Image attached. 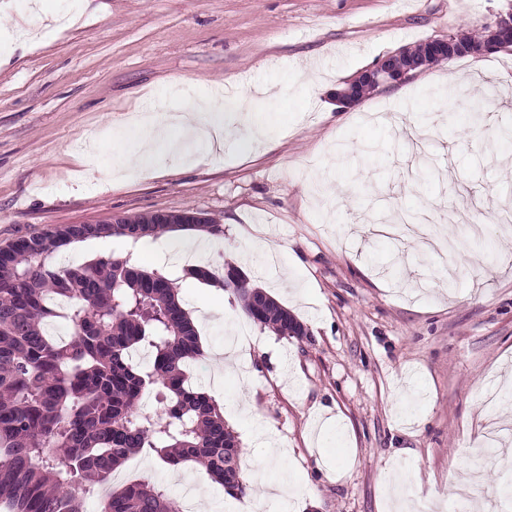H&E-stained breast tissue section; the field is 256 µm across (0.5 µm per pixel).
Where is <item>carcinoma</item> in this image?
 I'll return each instance as SVG.
<instances>
[{
    "mask_svg": "<svg viewBox=\"0 0 512 512\" xmlns=\"http://www.w3.org/2000/svg\"><path fill=\"white\" fill-rule=\"evenodd\" d=\"M171 216L63 225L0 247V502L10 512H82L84 498L142 452L169 466L193 461L228 495H244L237 436L223 408L186 376L202 349L180 286L162 270L143 269L133 251L144 238L176 231L218 237L224 228L207 217L184 224L179 213ZM113 237L128 241L125 255L59 266L60 253ZM231 272L239 281L227 279ZM185 276L230 290L248 319L279 336L305 328L233 264L219 275L197 266ZM259 297L266 306L256 317ZM59 298L70 301L68 342L46 330ZM148 390L164 415L143 412ZM99 512L178 510L163 488L134 482L105 494Z\"/></svg>",
    "mask_w": 512,
    "mask_h": 512,
    "instance_id": "1",
    "label": "carcinoma"
}]
</instances>
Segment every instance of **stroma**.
Listing matches in <instances>:
<instances>
[{
  "instance_id": "obj_1",
  "label": "stroma",
  "mask_w": 512,
  "mask_h": 512,
  "mask_svg": "<svg viewBox=\"0 0 512 512\" xmlns=\"http://www.w3.org/2000/svg\"><path fill=\"white\" fill-rule=\"evenodd\" d=\"M512 0H0V246L62 224L197 211L224 227L197 259L242 270L308 328L286 338L250 324L232 295L175 260L192 235L129 247L178 281L208 349L247 327L235 370L215 382L208 357L194 381L218 390L241 446L243 497L225 495L189 462L141 453L115 471L195 490L196 512H391L387 472L404 468L422 512H453L463 467L486 512H512V468L469 445L512 417V233L494 220L512 204V52L452 58L338 109L337 82L406 46L478 34ZM224 87V109L272 115L263 144L239 134L213 156L122 172L126 115ZM484 103L480 125L470 109ZM435 211L460 246L448 267L416 243L365 232L389 207ZM273 263L241 262L259 241ZM86 250V251H89ZM86 251H71L81 264ZM506 384L495 414L484 391ZM287 466H280V459Z\"/></svg>"
}]
</instances>
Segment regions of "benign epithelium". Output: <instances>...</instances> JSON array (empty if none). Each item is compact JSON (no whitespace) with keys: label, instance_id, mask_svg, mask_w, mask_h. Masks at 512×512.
Masks as SVG:
<instances>
[{"label":"benign epithelium","instance_id":"benign-epithelium-1","mask_svg":"<svg viewBox=\"0 0 512 512\" xmlns=\"http://www.w3.org/2000/svg\"><path fill=\"white\" fill-rule=\"evenodd\" d=\"M427 52L409 56L400 49L379 59L371 67L344 81V87L332 93L333 100L342 108H350L361 101V87L367 84L378 88L402 84L435 61L445 60L458 54H490L512 44V12L500 14L489 23L487 41L470 48L452 42L447 37L426 40Z\"/></svg>","mask_w":512,"mask_h":512}]
</instances>
